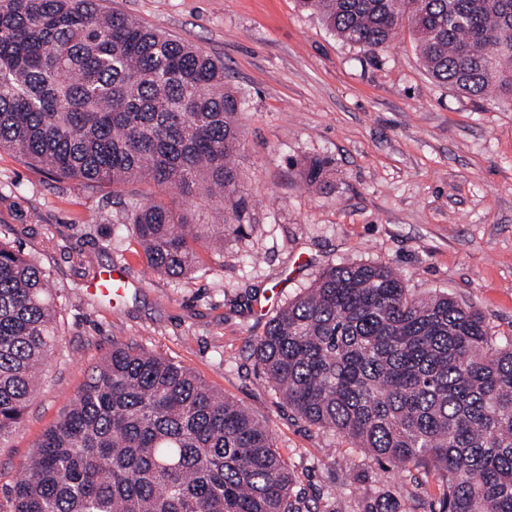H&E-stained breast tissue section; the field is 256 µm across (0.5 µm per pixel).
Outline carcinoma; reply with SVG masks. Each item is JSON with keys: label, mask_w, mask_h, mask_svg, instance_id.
Returning a JSON list of instances; mask_svg holds the SVG:
<instances>
[{"label": "carcinoma", "mask_w": 512, "mask_h": 512, "mask_svg": "<svg viewBox=\"0 0 512 512\" xmlns=\"http://www.w3.org/2000/svg\"><path fill=\"white\" fill-rule=\"evenodd\" d=\"M369 53L408 24L429 76L472 97L512 94V0H299ZM241 101L224 62L97 0H0V151L115 192L148 180L204 197L200 227L133 198L151 268L192 272L196 247L243 233ZM49 274L0 242V440L22 423L58 342ZM263 377L302 420L377 463L433 467L430 512H512V340L446 294L402 277L327 269L257 338ZM271 431L178 365L116 346L36 444L10 512H311ZM364 512H400L378 495Z\"/></svg>", "instance_id": "cac0c4a2"}]
</instances>
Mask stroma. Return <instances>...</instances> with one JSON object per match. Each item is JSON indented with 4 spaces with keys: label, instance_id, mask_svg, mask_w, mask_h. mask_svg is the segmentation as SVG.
<instances>
[{
    "label": "stroma",
    "instance_id": "35a3bbf8",
    "mask_svg": "<svg viewBox=\"0 0 512 512\" xmlns=\"http://www.w3.org/2000/svg\"><path fill=\"white\" fill-rule=\"evenodd\" d=\"M108 7L224 62L242 102L244 235L201 249L191 273L147 267L126 221L148 196L205 223L210 204L134 182L117 195L0 152V241L36 260L58 289L57 347L16 432L0 443V512L42 433L114 345L193 370L253 410L295 470L312 512H363L373 488L424 512L435 471L365 459L351 440L301 420L252 355L276 312L331 266L398 270L411 296L445 293L512 336V96L458 93L426 72L409 28L368 53L339 40L297 0H107ZM326 160L308 187L303 166ZM119 265L111 300L92 290ZM365 469L370 486L349 475Z\"/></svg>",
    "mask_w": 512,
    "mask_h": 512
}]
</instances>
